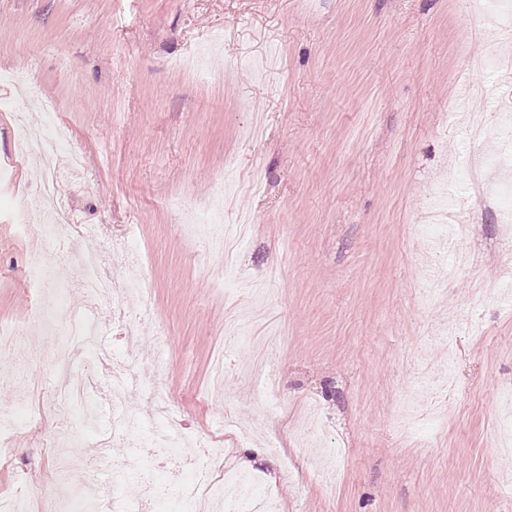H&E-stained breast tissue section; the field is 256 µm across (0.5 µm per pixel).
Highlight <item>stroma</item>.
Masks as SVG:
<instances>
[{
    "label": "stroma",
    "mask_w": 512,
    "mask_h": 512,
    "mask_svg": "<svg viewBox=\"0 0 512 512\" xmlns=\"http://www.w3.org/2000/svg\"><path fill=\"white\" fill-rule=\"evenodd\" d=\"M487 18L466 0H0V72L38 85L58 108L85 174L67 178L62 208L78 224L138 245L122 278L148 280L155 317L128 351L111 325L109 352L134 376L170 387L184 431L224 439V465L240 470L243 447L266 461L251 476L272 490L278 512H512V452L499 446V385L512 382V295L492 284L508 269L506 219L458 178L453 196L470 230L457 239L472 268L425 309L431 244L422 211L450 169L494 151L470 140L453 113L489 82L495 124L512 113V42L488 43ZM199 56V80L178 68ZM41 113L0 83V324L17 329L0 356V413L19 397L43 410L36 426H0V492L21 512H68L70 487H108L123 512H151L142 484L118 463L112 421L48 412L46 375L67 369L32 316L25 273L38 229L16 219L41 177L18 147V124ZM192 205L214 200L225 224L253 220L235 275L265 280L268 319L287 418L264 417L247 372L252 348L230 338L235 307L224 259L177 229ZM453 349L435 338L456 331ZM223 351L226 392L208 396L211 358ZM459 383L446 425L408 429L402 400L418 384L416 360L441 380L449 356ZM315 410L317 437L290 426ZM232 418L248 440L224 427ZM342 454L330 459L326 449Z\"/></svg>",
    "instance_id": "obj_1"
}]
</instances>
